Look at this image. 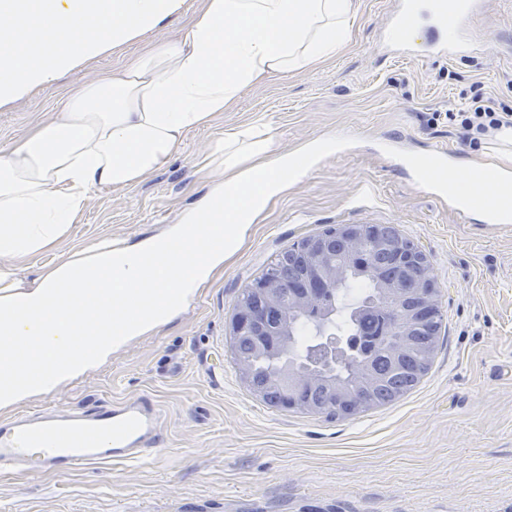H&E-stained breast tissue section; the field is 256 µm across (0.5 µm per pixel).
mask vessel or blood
<instances>
[{
    "label": "vessel or blood",
    "instance_id": "vessel-or-blood-1",
    "mask_svg": "<svg viewBox=\"0 0 512 512\" xmlns=\"http://www.w3.org/2000/svg\"><path fill=\"white\" fill-rule=\"evenodd\" d=\"M479 10V0H398L388 17V38L381 50L420 61L475 52L479 42L468 35L449 34L448 18L453 15L465 20ZM448 156V150L440 148L429 163L416 166L418 183L447 200L465 222L511 226L512 180L500 181L495 171L470 167L465 178L475 200L459 202L450 195L453 179ZM493 179L498 188L492 192L488 183ZM91 306L87 300L63 313L65 324L74 329L71 342L79 350L93 347L99 330ZM59 362L56 356L37 364L19 359L8 372L16 383L27 386ZM164 443L161 412L156 398L149 394L75 407L49 403L19 408L0 416V476L64 479L90 468L148 460Z\"/></svg>",
    "mask_w": 512,
    "mask_h": 512
}]
</instances>
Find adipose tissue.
<instances>
[{"label":"adipose tissue","mask_w":512,"mask_h":512,"mask_svg":"<svg viewBox=\"0 0 512 512\" xmlns=\"http://www.w3.org/2000/svg\"><path fill=\"white\" fill-rule=\"evenodd\" d=\"M181 24L168 43L151 41L166 20ZM353 0H0V107L56 86L62 73L130 43L142 50L122 67L62 95L45 119L0 154V252L35 257L65 238L89 200L135 187L165 169L187 133L208 127L242 92L336 57L349 42ZM263 118L225 130L195 164L206 193L164 233L129 242L104 237L37 276L0 266V334L39 337L37 354L67 349L71 328L54 316L96 290L120 330L96 348L21 387L0 373V409L53 390L135 336L170 320L242 245L294 163L274 155ZM235 212L225 223L224 209ZM211 236L190 264L147 270L193 227ZM163 299L154 311L128 303L144 277Z\"/></svg>","instance_id":"adipose-tissue-1"}]
</instances>
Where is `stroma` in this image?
<instances>
[{
	"label": "stroma",
	"mask_w": 512,
	"mask_h": 512,
	"mask_svg": "<svg viewBox=\"0 0 512 512\" xmlns=\"http://www.w3.org/2000/svg\"><path fill=\"white\" fill-rule=\"evenodd\" d=\"M357 2L349 43L334 59L247 89L212 126L190 133L164 171L95 196L68 237L31 260L53 264L98 237L163 233L205 193L194 165L213 139L254 117L280 154L336 142L335 155L269 204L190 304L52 393L73 405L153 395L167 447L63 481L0 477V512H512V231L462 222L388 162L445 146L459 162L512 169V143L489 137L473 147L447 123H429L479 94L512 111V0H485L467 21L481 51L423 62L378 53L395 0ZM138 50L106 53L57 88L0 107V150L60 93ZM369 217L421 245L442 285L446 330L430 372L399 402L354 419L268 409L240 383L226 344L239 294L299 238Z\"/></svg>",
	"instance_id": "1"
}]
</instances>
